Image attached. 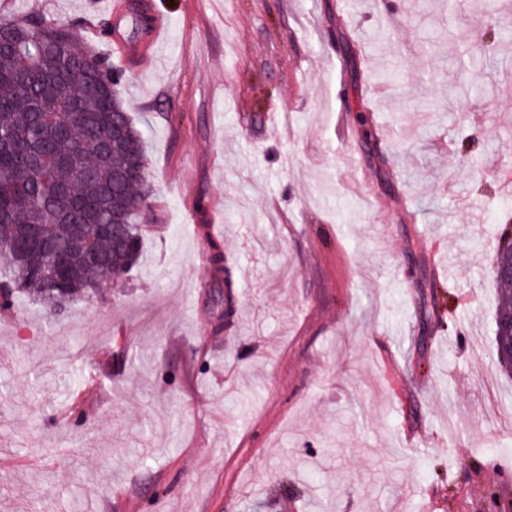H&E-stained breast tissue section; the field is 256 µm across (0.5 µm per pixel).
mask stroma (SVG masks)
<instances>
[{
	"label": "stroma",
	"mask_w": 512,
	"mask_h": 512,
	"mask_svg": "<svg viewBox=\"0 0 512 512\" xmlns=\"http://www.w3.org/2000/svg\"><path fill=\"white\" fill-rule=\"evenodd\" d=\"M109 3L0 0L121 72L155 212L104 292L0 309V512H505L512 0H151L157 67ZM145 8L150 10L148 15L150 17L149 24L144 32L142 42L136 47H127L108 35L107 37L112 40L113 45L120 52L122 57L127 62H139L144 56L152 59L153 47L159 42L162 32V20L158 14L151 9L150 4H146ZM496 274L508 273L512 276V264L509 266L501 265L496 263L494 266ZM493 280L499 292V301L497 305V311L495 315V330H494V355L496 358V364L500 374L505 379L512 378V351L506 347L500 346V333L498 325L500 322H507L512 316V278L507 274L503 276L496 275L493 270Z\"/></svg>",
	"instance_id": "1"
}]
</instances>
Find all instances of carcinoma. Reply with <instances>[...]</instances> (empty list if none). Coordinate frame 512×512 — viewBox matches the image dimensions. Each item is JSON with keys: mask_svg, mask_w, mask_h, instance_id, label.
Wrapping results in <instances>:
<instances>
[{"mask_svg": "<svg viewBox=\"0 0 512 512\" xmlns=\"http://www.w3.org/2000/svg\"><path fill=\"white\" fill-rule=\"evenodd\" d=\"M20 49L0 51V308L27 295L53 315L139 264L153 222L144 138L112 63L76 46L72 28L38 16L0 19ZM124 134L112 139V125ZM493 257L512 259V227ZM495 324L512 317V278L493 275ZM500 374L512 351L494 332Z\"/></svg>", "mask_w": 512, "mask_h": 512, "instance_id": "1", "label": "carcinoma"}]
</instances>
